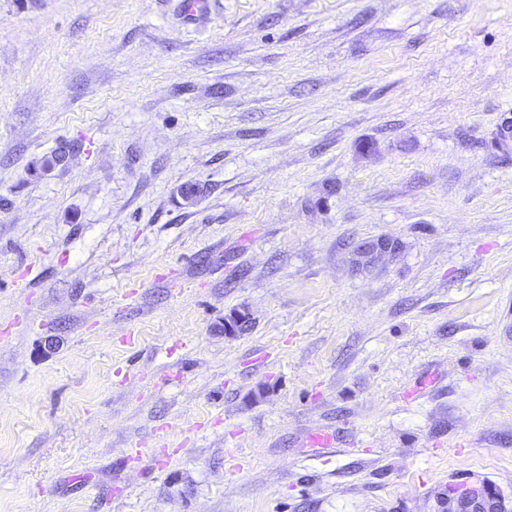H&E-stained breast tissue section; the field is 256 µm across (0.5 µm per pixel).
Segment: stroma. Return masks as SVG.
Wrapping results in <instances>:
<instances>
[{"instance_id": "obj_1", "label": "stroma", "mask_w": 512, "mask_h": 512, "mask_svg": "<svg viewBox=\"0 0 512 512\" xmlns=\"http://www.w3.org/2000/svg\"><path fill=\"white\" fill-rule=\"evenodd\" d=\"M206 2L0 0V512H512V0Z\"/></svg>"}]
</instances>
